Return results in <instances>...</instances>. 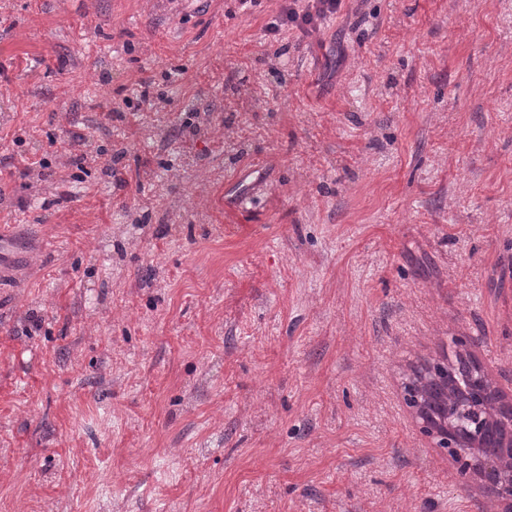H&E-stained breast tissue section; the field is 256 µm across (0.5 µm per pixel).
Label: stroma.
Here are the masks:
<instances>
[{"mask_svg": "<svg viewBox=\"0 0 512 512\" xmlns=\"http://www.w3.org/2000/svg\"><path fill=\"white\" fill-rule=\"evenodd\" d=\"M283 3L0 0V512H502L401 383L512 403V0ZM296 2L286 5L275 22H272L266 29L269 35L277 36L288 27L296 28L301 32L308 33L314 29L318 19L335 15L342 7V0H309L307 6L299 10Z\"/></svg>", "mask_w": 512, "mask_h": 512, "instance_id": "1", "label": "stroma"}]
</instances>
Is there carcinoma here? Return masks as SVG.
<instances>
[{
  "mask_svg": "<svg viewBox=\"0 0 512 512\" xmlns=\"http://www.w3.org/2000/svg\"><path fill=\"white\" fill-rule=\"evenodd\" d=\"M419 372L423 376H410L405 383L407 404L433 425H460L459 439L481 454L489 443L512 434V407L501 402L474 361L458 355L454 363L446 358L427 362Z\"/></svg>",
  "mask_w": 512,
  "mask_h": 512,
  "instance_id": "obj_1",
  "label": "carcinoma"
}]
</instances>
